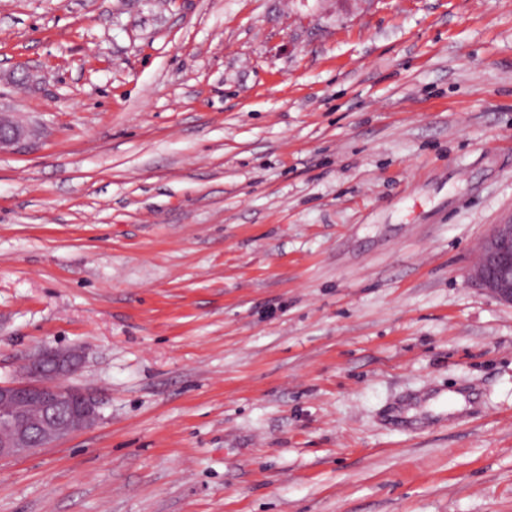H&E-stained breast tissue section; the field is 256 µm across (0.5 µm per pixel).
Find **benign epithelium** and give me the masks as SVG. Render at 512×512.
I'll list each match as a JSON object with an SVG mask.
<instances>
[{
    "label": "benign epithelium",
    "mask_w": 512,
    "mask_h": 512,
    "mask_svg": "<svg viewBox=\"0 0 512 512\" xmlns=\"http://www.w3.org/2000/svg\"><path fill=\"white\" fill-rule=\"evenodd\" d=\"M21 135L17 126L0 116V146L16 142ZM467 278L512 304V217L492 226ZM80 367L77 353L47 348L28 358L24 379L0 382V460L27 456L99 422L100 402L91 393L66 385Z\"/></svg>",
    "instance_id": "benign-epithelium-1"
}]
</instances>
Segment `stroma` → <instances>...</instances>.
<instances>
[{"label":"stroma","mask_w":512,"mask_h":512,"mask_svg":"<svg viewBox=\"0 0 512 512\" xmlns=\"http://www.w3.org/2000/svg\"><path fill=\"white\" fill-rule=\"evenodd\" d=\"M0 382L92 429L0 512H512V0H0ZM480 251L481 257L469 269L468 281L500 301L512 304V216L493 224ZM80 367L77 353L47 348L28 358L23 380L0 382V460L27 456L99 422L100 402L65 383ZM32 406L38 415L29 413Z\"/></svg>","instance_id":"obj_1"}]
</instances>
